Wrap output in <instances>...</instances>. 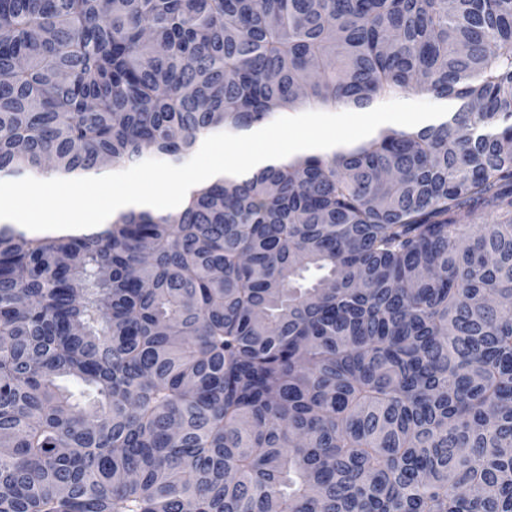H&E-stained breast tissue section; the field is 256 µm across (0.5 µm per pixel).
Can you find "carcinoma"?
<instances>
[{
  "mask_svg": "<svg viewBox=\"0 0 512 512\" xmlns=\"http://www.w3.org/2000/svg\"><path fill=\"white\" fill-rule=\"evenodd\" d=\"M408 89L451 108L0 224V512H512V0H0V179Z\"/></svg>",
  "mask_w": 512,
  "mask_h": 512,
  "instance_id": "obj_1",
  "label": "carcinoma"
}]
</instances>
